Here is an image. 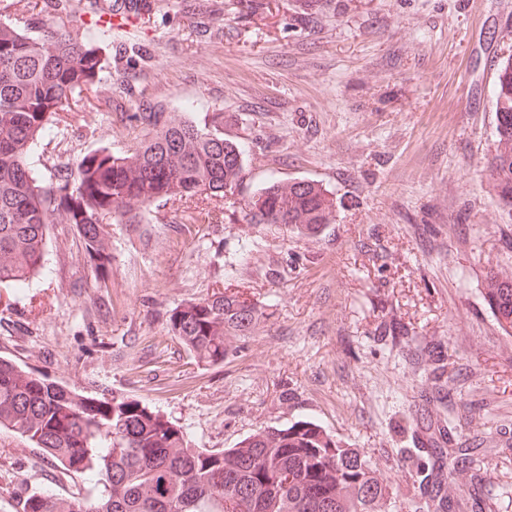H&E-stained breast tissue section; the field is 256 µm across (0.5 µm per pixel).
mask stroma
<instances>
[{"label": "stroma", "instance_id": "35a3bbf8", "mask_svg": "<svg viewBox=\"0 0 512 512\" xmlns=\"http://www.w3.org/2000/svg\"><path fill=\"white\" fill-rule=\"evenodd\" d=\"M99 2L0 0V19L35 31L81 21L106 59L99 99L59 114L36 174L134 146L151 106L200 124L223 113L225 138L248 147L242 179L224 199L158 201L148 223L112 225L103 286L74 227L49 225L43 275L19 296L0 288V357L84 395L141 400L198 448L315 421L371 456L390 512H415L401 451L440 420L479 448L488 512H512V336L484 299L492 276H512V209L488 172L512 0H154L128 33ZM273 177L322 184L335 223L314 236L249 223ZM217 292L259 316L204 366L167 320ZM393 322L407 341L385 335ZM436 346L448 397L429 404ZM95 481L0 434V512L40 490L94 496Z\"/></svg>", "mask_w": 512, "mask_h": 512}]
</instances>
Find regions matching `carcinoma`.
<instances>
[{"mask_svg": "<svg viewBox=\"0 0 512 512\" xmlns=\"http://www.w3.org/2000/svg\"><path fill=\"white\" fill-rule=\"evenodd\" d=\"M105 65L97 46L46 25L33 36L0 20V287L21 294L45 269L50 224L73 225L84 261L101 282L112 270V224H146L157 201L224 197L242 178L239 142L219 124L199 125L164 112L142 119L150 135L113 153L102 148L44 182L29 158L55 133V118L75 97L98 93ZM496 150L490 176L512 208V57L495 83ZM249 222L315 235L335 221L329 192L312 180L271 178L248 203ZM486 302L512 336V278L490 281ZM258 315L249 301L224 292L172 311L169 333L205 364L224 362L225 338L248 331ZM425 430L406 449L419 459L414 484L427 512H455L457 478H477V449L447 447L445 427ZM43 449L72 475L93 473L103 494L67 499L35 492L21 512H380L389 493L370 458L345 448L320 426L298 420L271 426L222 451L197 448L186 432L131 398L83 396L0 358V432Z\"/></svg>", "mask_w": 512, "mask_h": 512, "instance_id": "obj_1", "label": "carcinoma"}]
</instances>
